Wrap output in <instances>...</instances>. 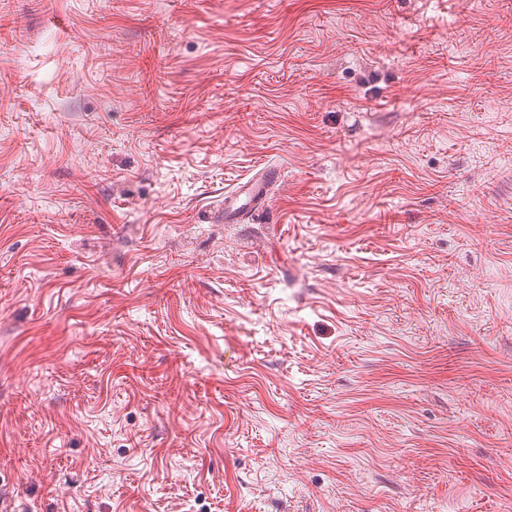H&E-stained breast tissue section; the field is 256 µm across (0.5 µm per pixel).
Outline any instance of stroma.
I'll use <instances>...</instances> for the list:
<instances>
[{"mask_svg": "<svg viewBox=\"0 0 512 512\" xmlns=\"http://www.w3.org/2000/svg\"><path fill=\"white\" fill-rule=\"evenodd\" d=\"M0 20V512H512V0ZM270 178L271 175L265 167L255 171L246 181L224 193V204L214 213H209V218L231 224L242 218L249 209L262 208L267 202ZM269 211L270 206L267 202L262 214H268Z\"/></svg>", "mask_w": 512, "mask_h": 512, "instance_id": "obj_1", "label": "stroma"}]
</instances>
